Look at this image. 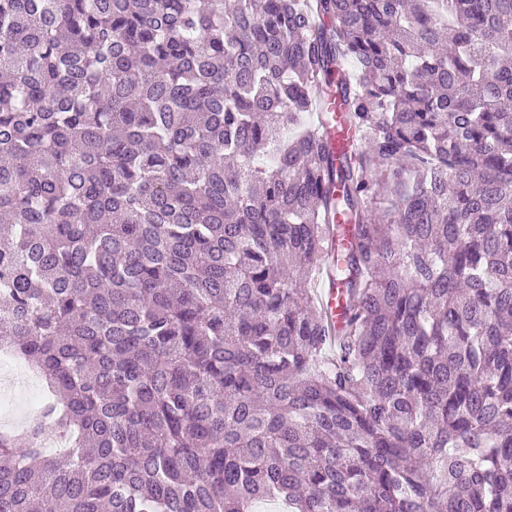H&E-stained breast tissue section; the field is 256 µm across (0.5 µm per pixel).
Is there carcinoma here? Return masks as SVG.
<instances>
[{"mask_svg": "<svg viewBox=\"0 0 512 512\" xmlns=\"http://www.w3.org/2000/svg\"><path fill=\"white\" fill-rule=\"evenodd\" d=\"M0 216V512H512V0H0ZM26 398L28 403V412L26 415H24L23 421L29 418L31 420L37 415L38 408L40 407L42 401L45 398L44 388L31 391L27 394L26 392H15L12 396L3 398L2 401L0 397V413L1 406L3 410L5 403L9 402L10 404L14 403L17 405H21L26 400Z\"/></svg>", "mask_w": 512, "mask_h": 512, "instance_id": "obj_1", "label": "carcinoma"}]
</instances>
